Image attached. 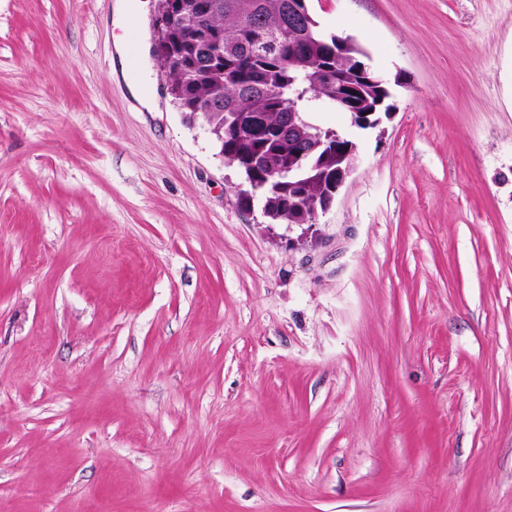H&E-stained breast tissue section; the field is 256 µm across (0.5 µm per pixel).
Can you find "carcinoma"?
Returning <instances> with one entry per match:
<instances>
[{"mask_svg": "<svg viewBox=\"0 0 512 512\" xmlns=\"http://www.w3.org/2000/svg\"><path fill=\"white\" fill-rule=\"evenodd\" d=\"M180 2L179 20L164 31L160 68L174 104L188 119L199 118L204 109L211 126L222 130L230 113L243 116L240 135L230 132L217 139L220 153L231 156L233 167L242 172L249 155L263 148L254 138V125L261 122L271 128L285 112H300L308 119L320 93L317 68L326 65L338 74L330 90L338 99L337 112H359L383 95L380 84L368 82L357 71L364 53L355 43L332 54L330 33L312 16L300 29H288V4L299 6L301 0H218L219 9L204 18L195 14V0ZM254 14L261 17L258 29L250 22ZM186 27L216 33L221 51L210 52L206 40L185 39ZM335 168L336 162L329 161L313 173L310 198L324 193ZM257 175L269 182L264 190L267 220L277 224L282 221V205L297 188L286 180L269 181L262 171Z\"/></svg>", "mask_w": 512, "mask_h": 512, "instance_id": "obj_1", "label": "carcinoma"}]
</instances>
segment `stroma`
I'll return each mask as SVG.
<instances>
[{"label":"stroma","instance_id":"35a3bbf8","mask_svg":"<svg viewBox=\"0 0 512 512\" xmlns=\"http://www.w3.org/2000/svg\"><path fill=\"white\" fill-rule=\"evenodd\" d=\"M114 4L0 0V512H512V0H309L390 112L303 246Z\"/></svg>","mask_w":512,"mask_h":512}]
</instances>
